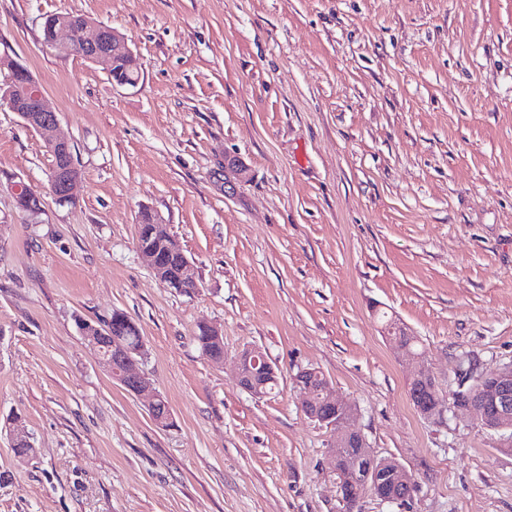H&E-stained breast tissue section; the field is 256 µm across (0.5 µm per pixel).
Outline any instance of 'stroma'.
Returning a JSON list of instances; mask_svg holds the SVG:
<instances>
[{
  "mask_svg": "<svg viewBox=\"0 0 512 512\" xmlns=\"http://www.w3.org/2000/svg\"><path fill=\"white\" fill-rule=\"evenodd\" d=\"M64 12L125 35L139 83L44 47V16ZM4 53L37 79L81 179L56 202L42 138L0 107V512H345L334 437L293 389L305 368L415 481L359 512H512V441L409 397L421 368L445 394L461 356L512 361V0H0ZM145 208L196 292L141 259ZM115 310L139 327L169 427L76 327ZM246 348L278 393L239 386ZM15 415L33 459L12 452ZM211 336H209V333ZM216 336L220 338L221 334L212 328H208L206 325H200L198 327V332L196 336H194L195 341L198 343L199 348L203 355L212 360L213 357L218 356L219 354L224 352V341L222 338V342L212 341Z\"/></svg>",
  "mask_w": 512,
  "mask_h": 512,
  "instance_id": "1",
  "label": "stroma"
}]
</instances>
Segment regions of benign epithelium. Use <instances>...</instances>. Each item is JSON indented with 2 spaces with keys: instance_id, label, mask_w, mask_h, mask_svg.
I'll list each match as a JSON object with an SVG mask.
<instances>
[{
  "instance_id": "obj_1",
  "label": "benign epithelium",
  "mask_w": 512,
  "mask_h": 512,
  "mask_svg": "<svg viewBox=\"0 0 512 512\" xmlns=\"http://www.w3.org/2000/svg\"><path fill=\"white\" fill-rule=\"evenodd\" d=\"M43 44L59 54H75L92 64L107 68L105 54L99 52L103 43L112 44V61L134 56L128 38L109 26L85 18V25L80 32L82 49H76L74 33L65 20V14L55 13L44 18ZM8 71L4 83L0 84V105L5 104L15 112L23 123L38 133L52 158L48 173L50 190L57 201L67 203L73 199V188L80 177V169L74 157L71 143L58 137L59 119L57 113L45 104L44 94L36 79L30 72L8 55L0 56V71ZM151 225L147 229L146 239L163 232L164 226L158 214L149 209L141 211L138 228ZM138 253L146 260L154 274L170 288L189 292L199 288L196 273L189 259L184 256L177 243H167L166 251L181 256L178 281L175 287L167 274V267L162 264L154 248L145 239L136 238ZM87 344L93 348L101 360L108 366L112 379L124 389L135 394H149L148 411L151 418L160 426L171 421V411L165 398L154 391L149 379L139 369V357L144 355V343L133 347L129 345L119 328L109 322L95 324L81 332ZM237 369L244 366L266 369L272 363L258 349L242 352L236 359ZM477 395L474 401L463 402L457 393H448V407L441 411L453 409L474 412L480 425L488 430L509 431L512 429V362L499 369L476 374ZM293 385L299 393L301 405L308 411V417L328 428L337 440L330 449L331 458H336V448L340 447L348 436L345 424L357 415L355 407L343 400L332 389L329 380L315 368L298 372L293 378Z\"/></svg>"
}]
</instances>
